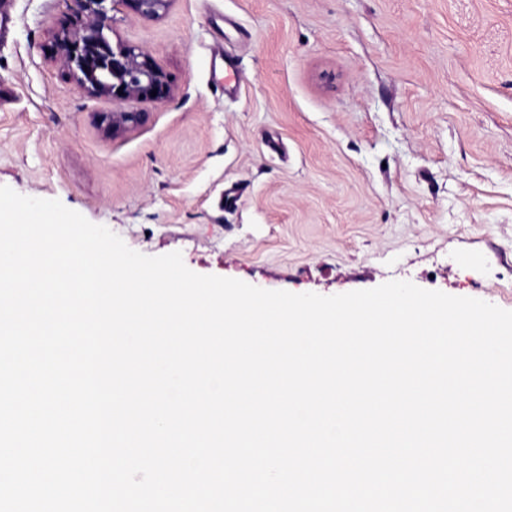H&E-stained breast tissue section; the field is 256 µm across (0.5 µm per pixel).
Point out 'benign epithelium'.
Wrapping results in <instances>:
<instances>
[{"label": "benign epithelium", "mask_w": 512, "mask_h": 512, "mask_svg": "<svg viewBox=\"0 0 512 512\" xmlns=\"http://www.w3.org/2000/svg\"><path fill=\"white\" fill-rule=\"evenodd\" d=\"M69 23L56 35L55 62L90 95L123 104L161 102L171 93L167 74L147 50L137 45H112L105 33L108 13L120 3L145 19L160 17L172 0H73ZM156 95H151L152 91ZM145 113L119 110L109 115L108 129L120 134L139 126Z\"/></svg>", "instance_id": "1"}]
</instances>
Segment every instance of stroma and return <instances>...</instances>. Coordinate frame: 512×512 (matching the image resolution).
<instances>
[{
  "mask_svg": "<svg viewBox=\"0 0 512 512\" xmlns=\"http://www.w3.org/2000/svg\"><path fill=\"white\" fill-rule=\"evenodd\" d=\"M72 8L0 0V185L198 274L325 296L408 280L512 310V0L116 6L112 43L172 87L117 136L115 104L52 58Z\"/></svg>",
  "mask_w": 512,
  "mask_h": 512,
  "instance_id": "35a3bbf8",
  "label": "stroma"
}]
</instances>
